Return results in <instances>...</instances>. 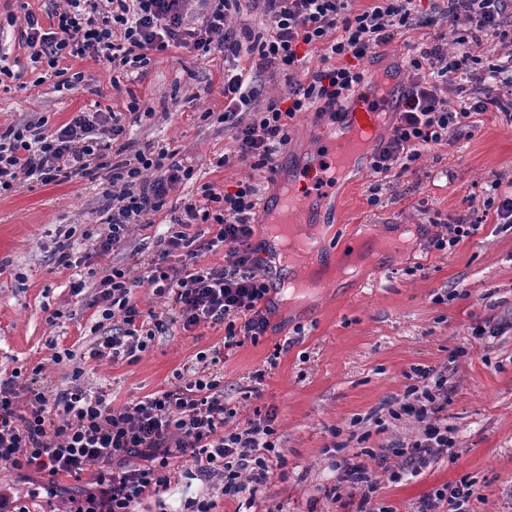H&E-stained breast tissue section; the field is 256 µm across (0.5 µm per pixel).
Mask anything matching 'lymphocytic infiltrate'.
Here are the masks:
<instances>
[{
    "label": "lymphocytic infiltrate",
    "mask_w": 512,
    "mask_h": 512,
    "mask_svg": "<svg viewBox=\"0 0 512 512\" xmlns=\"http://www.w3.org/2000/svg\"><path fill=\"white\" fill-rule=\"evenodd\" d=\"M55 25L43 26L25 12L22 37L34 64L46 65L58 87L74 89L82 73H67L59 62L68 57H98L111 67L142 70L151 52L190 48L199 56L217 52L258 55L257 70L285 71L288 91L252 110L255 90L243 72L224 75L227 115L251 112L249 121L232 126L234 149L220 156L218 166L236 161L277 174L280 156L290 141L297 113L318 107L343 111L352 92L364 80L360 60L408 33L416 25L417 0H373L356 10L353 0H265L264 22L270 36L250 44L233 40L225 28L232 0H200L197 14L189 0H65ZM512 0H448L445 9L427 19V26L448 24L457 29L456 44L481 43L502 34ZM320 51L319 68L305 67L307 53ZM469 53L448 51L434 44L410 59V74L390 135L375 148L370 168L377 174L409 170L422 150L471 138L476 113L488 111L512 97V55L472 70ZM464 101L448 104L447 90ZM194 176V167L180 161L167 147L139 144L127 138L119 115L109 109L80 112L56 130L45 119L0 129V190L72 179L106 181L107 228L95 238L90 252L75 256L71 241L59 242L56 262L63 268L91 267L123 246L133 226L161 212L176 186ZM260 196L255 184L238 182L233 190L200 187L199 197L187 198L179 213L170 215L157 239L158 250L131 265H110L101 277L93 304L99 319L122 314L119 334L103 337L88 352L91 359L135 360L164 322L184 330L207 322L223 324V349L199 355L195 364L175 373L173 381L125 406L111 407L106 391L91 392L75 384L50 391L41 367L30 373L13 371L0 377V471L32 470L56 488L60 477L90 485L69 497L64 512H134L142 498L168 489L173 461L194 464L201 479L218 476L229 494L256 495L281 461L276 448L273 413L229 428L235 417L224 403V388L216 368L224 351L242 339L258 341L269 327L276 307L270 273L262 272L261 244L253 240ZM212 228L211 238L191 236L193 224ZM223 249V266H202L201 252ZM149 284L168 299L167 321L148 322L130 298V289ZM448 406V376L433 369L416 370L392 419L417 424L411 442L376 455V469L342 455L339 430H331L336 483L325 495L335 502L354 499L358 512L376 493L380 477L402 480L431 460L454 453L455 441L442 414ZM398 464H390V456ZM478 495L474 483L460 480L425 494L416 512H470Z\"/></svg>",
    "instance_id": "1"
}]
</instances>
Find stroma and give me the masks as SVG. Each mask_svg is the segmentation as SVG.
<instances>
[{
    "mask_svg": "<svg viewBox=\"0 0 512 512\" xmlns=\"http://www.w3.org/2000/svg\"><path fill=\"white\" fill-rule=\"evenodd\" d=\"M0 0V55L9 68L21 67V80L0 82V127L44 116L51 128L69 122L94 103L121 113L130 138L178 150L195 168L193 180L167 198L182 206L204 184L224 188L247 179L261 191L255 241H271L268 208L279 192L263 170L237 163L217 166L233 146L224 123L223 54L196 56L185 48L153 54L137 80L105 61L69 57L60 67L79 72L83 82L58 91L55 79L30 65L21 42L25 11L47 20L62 0ZM138 111H129L131 100ZM472 138L424 151L409 172L377 178L369 167L351 170L334 190L317 224L325 242L322 265L335 264L358 250L376 260L358 277L329 281L301 292L293 308L278 290L271 327L258 341H244L224 358V401L236 410V423L255 413L275 411L273 426L282 464L258 494L256 512H336L324 494L336 478L337 454L330 431L364 434L349 453L409 441L413 423L390 421L378 430L374 416H385L402 397L415 369L447 367L450 388L443 416L454 432L455 455L431 462L417 476L381 482L372 505L391 512H414L435 487L473 481L481 497L473 512H512V224L488 220L455 247L427 246L429 214L454 219L482 212V189L499 178L512 192V108L477 114ZM328 117L297 114L292 141L281 155L283 172L299 182L298 163L322 147ZM382 182L379 205H370L369 187ZM101 186L86 180L36 185L0 194V376L18 367L42 366L53 386L69 387L79 378L89 389L105 388L118 408L164 389L174 373L194 364L201 352L224 345V327L203 323L193 330L170 324L132 362L93 360L86 353L100 337L122 325L115 317L96 326L89 302L98 278L84 268L66 269L55 261L59 228L104 232ZM164 213L152 225L135 227L111 263L126 265L152 257L164 230ZM84 280L81 295L74 281ZM490 323L497 335L478 338L474 326ZM74 351L73 360L54 361L56 352ZM266 376L256 395L247 387L257 371ZM178 481L170 491L145 497L136 512H177L188 501H205L210 512H237L239 500L225 494L222 479L196 478L194 466L176 464Z\"/></svg>",
    "mask_w": 512,
    "mask_h": 512,
    "instance_id": "obj_1",
    "label": "stroma"
}]
</instances>
